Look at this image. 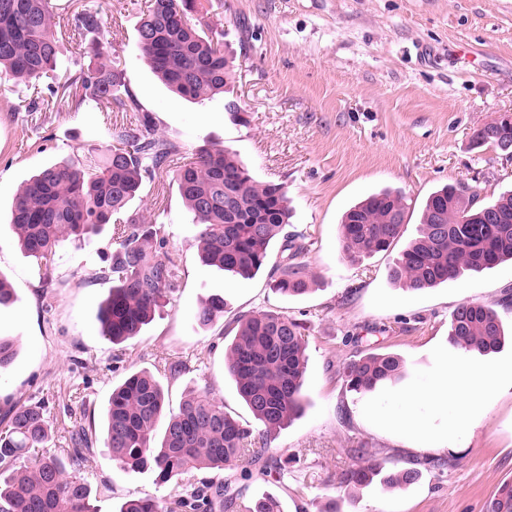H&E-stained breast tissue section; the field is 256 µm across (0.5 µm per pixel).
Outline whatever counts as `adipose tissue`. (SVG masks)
Wrapping results in <instances>:
<instances>
[{
    "mask_svg": "<svg viewBox=\"0 0 512 512\" xmlns=\"http://www.w3.org/2000/svg\"><path fill=\"white\" fill-rule=\"evenodd\" d=\"M496 371L474 375L469 367L461 364L446 366L441 374L424 390L405 398V405L426 404L448 409L451 425L466 428L474 411L485 407L493 396ZM384 419L398 431L411 449L416 451L439 450L447 446V437L431 433L413 413L392 409Z\"/></svg>",
    "mask_w": 512,
    "mask_h": 512,
    "instance_id": "adipose-tissue-1",
    "label": "adipose tissue"
}]
</instances>
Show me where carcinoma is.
I'll return each mask as SVG.
<instances>
[{"label":"carcinoma","instance_id":"1","mask_svg":"<svg viewBox=\"0 0 512 512\" xmlns=\"http://www.w3.org/2000/svg\"><path fill=\"white\" fill-rule=\"evenodd\" d=\"M197 0H148L141 11L138 47L152 73L171 92L189 100H210L226 93L238 66L224 52V27L198 29L188 14ZM60 5L55 0H0V75L26 84L31 98L15 109L38 111L44 95L67 108L95 103L100 111L133 112L129 122L111 126L113 145L103 156L90 154L77 163L54 164L31 176L17 195L10 224L36 275L45 280L63 238L96 233L114 225L117 247L104 275L112 290L100 311L103 336L119 345L140 335L155 311L175 292L177 262L158 257L165 244L164 226L125 215L145 180L167 170L174 173L179 194L198 227L204 264L243 279L272 266L271 284L280 294L298 297L309 291L302 247L285 232L288 197L281 184L256 179L238 154L229 149L203 150L184 162L175 143L157 134L153 117L142 111L118 61H104L99 45L85 44L101 31L103 16L95 9H75L63 18L65 33L83 47L88 63L59 74L57 60ZM512 144V127L475 133V143L499 148ZM474 194L462 183L448 184L426 199L418 236L390 267V280L412 291L435 287L466 273H479L512 261V191L483 206L471 205ZM409 204L401 193H373L350 207L340 223L343 250L352 260L388 250L400 237ZM444 223H435L436 216ZM281 255L269 264L273 242ZM226 299L212 295L194 313L207 327L224 316ZM225 350V368L238 394L265 432L280 430L306 406L307 367L304 325L274 311L242 314ZM505 339L497 312L488 305L463 302L452 312L448 343L466 352L487 355ZM16 355L14 341L0 336V370ZM404 359L394 353H368L342 371L347 387L373 392L398 381ZM161 382L149 371L131 374L112 390L104 416V447L112 461L131 469H150L160 483L182 489L175 506L155 498L124 502L118 512H224V481L194 482L193 471L236 468L245 458L265 452L264 435L254 433L224 410L208 393H192L178 411L167 410ZM0 430V512H97L91 488L68 475L62 459L49 452L32 465L16 469L23 455L42 447L50 425L45 405L15 406ZM77 463L92 448L81 429L70 437ZM363 461L342 472L339 485L357 488L374 480L386 487L410 485L417 469L386 471L371 448L359 449ZM485 512H512V482L500 484Z\"/></svg>","mask_w":512,"mask_h":512}]
</instances>
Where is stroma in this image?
I'll return each instance as SVG.
<instances>
[{"instance_id": "35a3bbf8", "label": "stroma", "mask_w": 512, "mask_h": 512, "mask_svg": "<svg viewBox=\"0 0 512 512\" xmlns=\"http://www.w3.org/2000/svg\"><path fill=\"white\" fill-rule=\"evenodd\" d=\"M90 3L107 23L97 36L119 57L126 79L159 136L190 155L231 148L261 181L283 184L291 206L288 233L304 244L310 292L290 299L271 290L266 274L243 280L202 265L197 229L171 172L144 182L130 212L164 226L166 254L181 280L169 304L140 335L112 345L99 311L112 287L103 272L116 247L112 226L58 249L46 282L17 244L11 207L38 170L103 154L111 139L105 113L79 109H17L24 88L0 82V276L15 289L0 308V336L17 354L0 371V414L15 404L45 402L53 432L49 451L69 453V436L100 432L113 387L139 370L168 391L170 409L207 392L241 420L252 415L224 366L238 315L277 311L304 323L307 371L304 414L272 433L268 460H243L227 471L231 504L249 512L254 500L275 497L281 512H485L496 488L512 481V379L475 414L469 434L449 436L443 470L424 466L422 453L377 418V411L430 385L445 365L482 372L512 367V263L423 291L393 283L388 269L417 236L421 205L435 188L468 184L486 204L512 189V157L472 144L474 132L512 113V0H224L209 22L224 27L237 55L234 117L223 97L200 103L180 98L143 62L137 22L145 0H67ZM394 189L409 204L402 234L388 251L352 261L340 239L343 212L370 193ZM225 296L224 317L198 326L194 312L208 296ZM492 306L505 331L495 353L465 354L448 343L454 308ZM368 352H393L408 365L398 385L369 395L347 390L344 365ZM187 364L171 376L174 361ZM377 449L386 469L421 466L418 482L400 488L337 485L357 465L355 448ZM91 488L98 512H117L130 499L162 503L176 491L152 472L114 463L103 443L75 469Z\"/></svg>"}]
</instances>
